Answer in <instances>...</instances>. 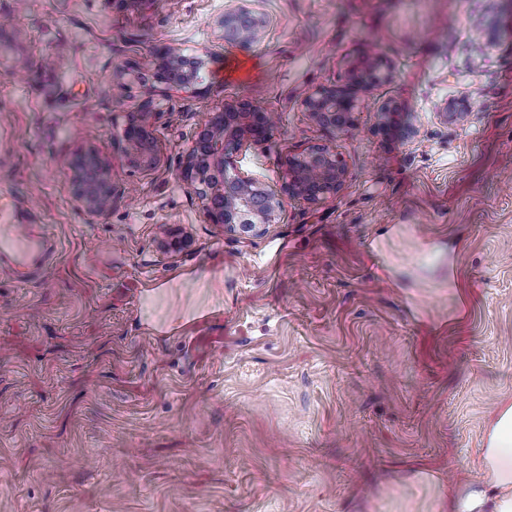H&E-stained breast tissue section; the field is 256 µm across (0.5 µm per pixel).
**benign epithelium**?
I'll use <instances>...</instances> for the list:
<instances>
[{
    "mask_svg": "<svg viewBox=\"0 0 512 512\" xmlns=\"http://www.w3.org/2000/svg\"><path fill=\"white\" fill-rule=\"evenodd\" d=\"M222 39L228 44L249 46L261 41L268 26L267 18L240 6L224 12L218 22ZM159 69L170 87L185 89L199 82V72L205 61L181 53L159 54ZM386 80L381 73L378 58L363 63L345 87L336 90L319 87L304 101L311 120L332 130H343L352 123L356 94L364 86ZM143 121L137 126L127 125L123 152L128 162L137 168L152 169L156 165L155 144L148 132L158 115L152 103L142 106ZM273 117L247 100L226 102L214 112L200 133L202 139L188 153L179 177L192 183L201 178L200 170L217 171L221 178L209 182L210 197L224 199L217 206L212 200L205 205L207 219L222 224L227 230L261 232L274 223L282 206L281 194L307 203L320 201V186L328 183L337 190L344 182L346 169L328 148H316L288 159L285 181L281 192L271 190L265 183L237 169L232 157L243 145L259 143L271 132ZM74 172L76 201L91 213L100 211L102 200H112L114 187L108 163L97 155H90Z\"/></svg>",
    "mask_w": 512,
    "mask_h": 512,
    "instance_id": "7a95c632",
    "label": "benign epithelium"
}]
</instances>
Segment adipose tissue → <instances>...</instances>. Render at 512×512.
I'll return each mask as SVG.
<instances>
[{"instance_id": "obj_1", "label": "adipose tissue", "mask_w": 512, "mask_h": 512, "mask_svg": "<svg viewBox=\"0 0 512 512\" xmlns=\"http://www.w3.org/2000/svg\"><path fill=\"white\" fill-rule=\"evenodd\" d=\"M482 464L485 481L461 487L448 512H512V403L500 405L488 422Z\"/></svg>"}]
</instances>
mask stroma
<instances>
[{"instance_id": "stroma-1", "label": "stroma", "mask_w": 512, "mask_h": 512, "mask_svg": "<svg viewBox=\"0 0 512 512\" xmlns=\"http://www.w3.org/2000/svg\"><path fill=\"white\" fill-rule=\"evenodd\" d=\"M229 3L0 0V213L56 244L39 283L0 272V512H448L484 478L512 401V0H251L247 48ZM166 45L205 59L195 89L157 79ZM369 53L387 79L353 126L310 121ZM149 98L145 171L123 135ZM238 99L275 118L240 171L281 188L317 145L346 168L257 236L179 177ZM90 151L118 190L100 214L73 198ZM218 26L224 43L249 46L263 39L268 20L263 14L240 6L226 10Z\"/></svg>"}]
</instances>
